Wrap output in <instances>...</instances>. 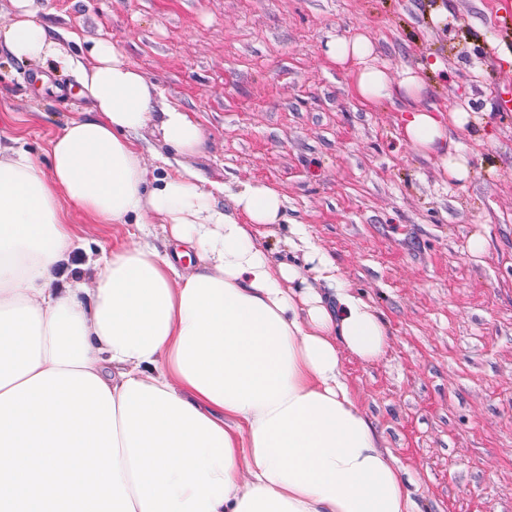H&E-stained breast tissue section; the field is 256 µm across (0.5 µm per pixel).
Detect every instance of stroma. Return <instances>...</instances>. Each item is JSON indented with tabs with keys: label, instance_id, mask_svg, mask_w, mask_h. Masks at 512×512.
Segmentation results:
<instances>
[{
	"label": "stroma",
	"instance_id": "obj_1",
	"mask_svg": "<svg viewBox=\"0 0 512 512\" xmlns=\"http://www.w3.org/2000/svg\"><path fill=\"white\" fill-rule=\"evenodd\" d=\"M70 52L109 40L204 132L187 162L208 181L283 195L348 288L382 314L379 360L345 357L351 386L421 512H512V14L495 0H43ZM366 34L393 79L428 72L425 106L466 110L452 131L467 181L401 135L400 99L368 102L325 43ZM91 102L53 64L0 50V133L49 166V145ZM88 251L127 236L80 212ZM482 233L488 250H467ZM78 252L74 263L84 262Z\"/></svg>",
	"mask_w": 512,
	"mask_h": 512
}]
</instances>
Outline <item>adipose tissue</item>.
<instances>
[{"instance_id": "adipose-tissue-1", "label": "adipose tissue", "mask_w": 512, "mask_h": 512, "mask_svg": "<svg viewBox=\"0 0 512 512\" xmlns=\"http://www.w3.org/2000/svg\"><path fill=\"white\" fill-rule=\"evenodd\" d=\"M0 47L72 72L93 105L50 142L42 168L0 145V512H418L348 382L345 354L381 358L389 331L345 285L285 200L260 182L207 186L194 168L150 172L134 135L155 125L190 156L203 132L158 108V88L101 42L63 51L39 0H14ZM356 64L358 95L406 104L402 134L470 175L446 149L470 115L423 107L413 69L393 81L364 34L326 44ZM76 209L133 226L86 263ZM288 225L302 263L274 260L261 228Z\"/></svg>"}]
</instances>
